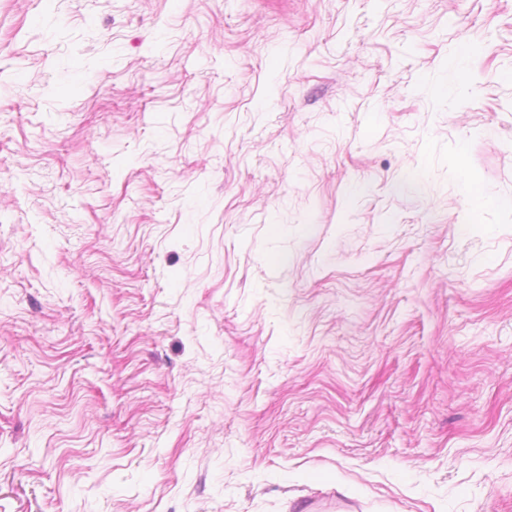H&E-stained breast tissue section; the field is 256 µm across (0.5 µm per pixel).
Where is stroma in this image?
Listing matches in <instances>:
<instances>
[{"instance_id":"stroma-1","label":"stroma","mask_w":512,"mask_h":512,"mask_svg":"<svg viewBox=\"0 0 512 512\" xmlns=\"http://www.w3.org/2000/svg\"><path fill=\"white\" fill-rule=\"evenodd\" d=\"M510 72L512 0H0V512H512ZM461 194L474 221L492 204L476 182L464 173H461Z\"/></svg>"}]
</instances>
